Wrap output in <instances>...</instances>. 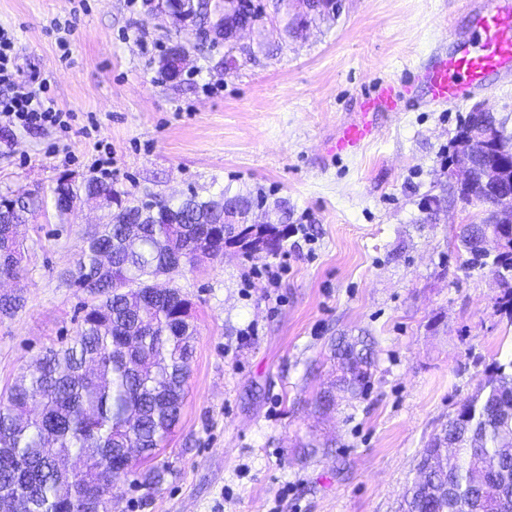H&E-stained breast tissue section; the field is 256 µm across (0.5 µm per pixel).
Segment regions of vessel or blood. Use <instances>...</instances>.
<instances>
[{"label": "vessel or blood", "instance_id": "b4317fda", "mask_svg": "<svg viewBox=\"0 0 512 512\" xmlns=\"http://www.w3.org/2000/svg\"><path fill=\"white\" fill-rule=\"evenodd\" d=\"M471 36L449 33L447 47L437 49L421 67L413 86L382 84L363 99L357 120L343 125L331 149L353 156L375 139L376 120L383 112H400L409 95L421 102L452 106L490 89L494 76L512 75V0H478L470 8Z\"/></svg>", "mask_w": 512, "mask_h": 512}]
</instances>
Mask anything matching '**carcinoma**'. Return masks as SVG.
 <instances>
[{
  "mask_svg": "<svg viewBox=\"0 0 512 512\" xmlns=\"http://www.w3.org/2000/svg\"><path fill=\"white\" fill-rule=\"evenodd\" d=\"M223 12L213 0H158L157 10L174 8L188 21L185 41L165 47L158 73L179 83L181 57L224 46L218 67L236 65L235 31L263 14L254 0ZM488 118L471 112L456 142L462 147L473 128ZM474 176L460 181L468 203L485 204L512 186V166L492 149L474 160ZM101 198L102 220L84 237L68 271L72 286L89 301L75 336L45 348L0 394V499L13 512H112L120 450L138 457L123 475L152 487L165 469L154 463L178 424L191 373L198 326L181 289L154 292L153 280L175 270L179 260L192 266L201 250L211 260L235 245L248 258L282 247L286 233L276 224H226L231 209L279 208L261 193L224 189L203 197L192 190L178 203L139 198L112 181L90 176L76 183L62 176L48 189L0 193V274L21 278L14 254L24 249L15 228L52 205L62 220L83 196ZM458 249L468 265L492 258L501 290L497 311L512 323V227L465 224ZM23 298L0 294V315L10 317ZM339 386L363 396L372 386L373 353L363 336L339 337L332 344ZM418 476L407 489L401 512H512V358L494 361L472 399L463 403L427 443ZM101 485L102 497L90 508L85 490Z\"/></svg>",
  "mask_w": 512,
  "mask_h": 512,
  "instance_id": "cac0c4a2",
  "label": "carcinoma"
}]
</instances>
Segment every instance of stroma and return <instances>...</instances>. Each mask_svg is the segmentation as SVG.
I'll list each match as a JSON object with an SVG mask.
<instances>
[{
	"label": "stroma",
	"instance_id": "obj_1",
	"mask_svg": "<svg viewBox=\"0 0 512 512\" xmlns=\"http://www.w3.org/2000/svg\"><path fill=\"white\" fill-rule=\"evenodd\" d=\"M259 2L260 50L222 71L212 49L172 84L158 60L175 28L143 0H0L25 79L50 78L73 115L65 129L0 125L1 193L96 174L102 142L118 189L173 202L259 190L288 212L278 254L230 248L176 275L199 326L186 404L164 483L118 481L116 512H398L429 436L512 353L495 277L462 267L455 235L482 209L459 199L452 164L474 106L512 134V79L453 108L386 113L355 156L328 150L364 97L412 82L449 29L469 32L465 0H341L338 18L298 37L275 0ZM99 216L85 206L62 224L49 211L23 227L25 304L0 318V391L74 336L86 295L67 271ZM341 334L372 337L373 385L321 416ZM312 435L322 448L301 454Z\"/></svg>",
	"mask_w": 512,
	"mask_h": 512
}]
</instances>
